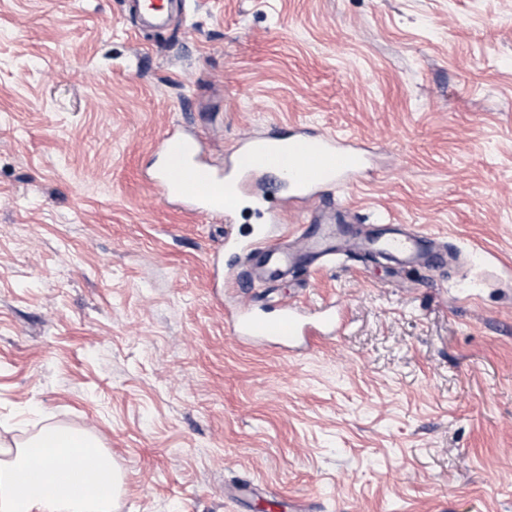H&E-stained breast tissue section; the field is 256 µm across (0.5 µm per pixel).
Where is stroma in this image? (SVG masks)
I'll return each mask as SVG.
<instances>
[{
    "label": "stroma",
    "instance_id": "stroma-1",
    "mask_svg": "<svg viewBox=\"0 0 512 512\" xmlns=\"http://www.w3.org/2000/svg\"><path fill=\"white\" fill-rule=\"evenodd\" d=\"M176 124L219 166L247 131L359 138L376 171L336 201L471 267L213 287L223 222L146 181ZM301 287L338 336L227 334ZM47 423L94 427L114 512H512V0H193L163 30L0 0V437Z\"/></svg>",
    "mask_w": 512,
    "mask_h": 512
}]
</instances>
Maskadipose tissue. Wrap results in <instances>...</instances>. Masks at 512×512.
Instances as JSON below:
<instances>
[{
    "instance_id": "1",
    "label": "adipose tissue",
    "mask_w": 512,
    "mask_h": 512,
    "mask_svg": "<svg viewBox=\"0 0 512 512\" xmlns=\"http://www.w3.org/2000/svg\"><path fill=\"white\" fill-rule=\"evenodd\" d=\"M119 483L91 431L47 425L0 440V512H112Z\"/></svg>"
}]
</instances>
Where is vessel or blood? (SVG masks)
Returning <instances> with one entry per match:
<instances>
[{
  "label": "vessel or blood",
  "instance_id": "1",
  "mask_svg": "<svg viewBox=\"0 0 512 512\" xmlns=\"http://www.w3.org/2000/svg\"><path fill=\"white\" fill-rule=\"evenodd\" d=\"M126 6L145 22L160 25L173 4L126 0ZM161 146L163 162L151 181L163 200L229 226L242 198L263 206L265 221L253 228L250 240H240L230 229L224 234L225 250L240 260L238 270L225 275L232 285L263 288L273 279L300 277L311 265L325 267L340 259L381 256L402 269L413 265L432 272L448 259L446 240L417 224L337 225L334 189L365 180L371 170V150L355 138L327 130L298 129L285 137L247 132L221 167L204 158L197 137L171 131ZM271 173L288 189L287 196L273 202L259 186L260 177ZM224 321L235 339L275 348L329 338L342 326L334 304L308 308L293 295L282 299L276 312L235 310Z\"/></svg>",
  "mask_w": 512,
  "mask_h": 512
}]
</instances>
